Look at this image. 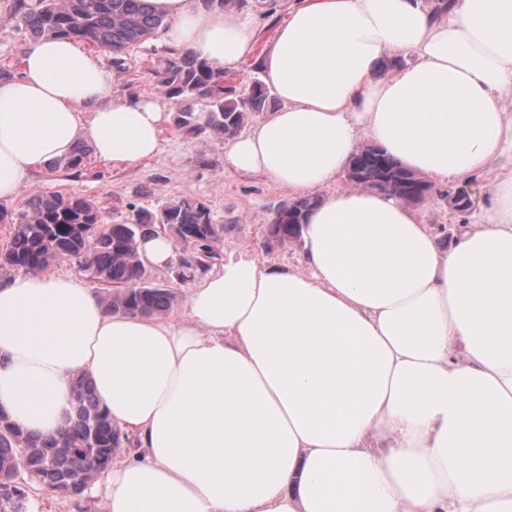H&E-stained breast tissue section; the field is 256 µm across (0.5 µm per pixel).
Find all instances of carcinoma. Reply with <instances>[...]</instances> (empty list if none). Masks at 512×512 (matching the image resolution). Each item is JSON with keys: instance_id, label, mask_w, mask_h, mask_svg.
<instances>
[{"instance_id": "carcinoma-1", "label": "carcinoma", "mask_w": 512, "mask_h": 512, "mask_svg": "<svg viewBox=\"0 0 512 512\" xmlns=\"http://www.w3.org/2000/svg\"><path fill=\"white\" fill-rule=\"evenodd\" d=\"M13 17L33 38H70L104 49L117 68L131 48L169 26L146 0H38L35 5L15 0ZM152 79L158 92L177 107L175 128L191 138L219 140L238 134L251 114L265 111L270 97L259 80L246 97L236 96L224 85V74L188 49L173 50L158 60ZM89 153V145L80 142L50 168L79 171ZM355 163L365 172V184L383 180L387 187L381 192L411 202L415 198L404 188V180L426 179L372 143L353 155L350 164ZM318 201L304 195L282 204L267 232L283 245H301L305 217ZM10 220L12 236L0 251V269L29 273L69 260L80 274L102 286V299L112 313L145 317L166 315L178 293L152 278L139 253L142 238L163 233L183 244L168 270L170 280L186 284L222 261L221 243L232 231V225L215 222L205 202L191 199L166 200L153 210L135 207L129 220L110 224L94 201L52 193L25 199ZM71 400L72 418L50 437L25 432L0 411V512H29L32 483L61 497L82 496L110 468L117 449L130 442L95 401L86 375L73 378Z\"/></svg>"}]
</instances>
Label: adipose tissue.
<instances>
[{"label": "adipose tissue", "instance_id": "1", "mask_svg": "<svg viewBox=\"0 0 512 512\" xmlns=\"http://www.w3.org/2000/svg\"><path fill=\"white\" fill-rule=\"evenodd\" d=\"M221 71L248 18L148 0ZM403 63L379 76L387 54ZM282 106L224 141V165L297 193L327 188L298 264L229 253L170 321L112 313L74 276L0 283V410L52 436L86 375L139 453L105 512H512V172L452 245L400 199L334 183L362 142L436 185L512 155V0H302L262 61ZM99 55L32 40L0 82V199L88 141L156 154L160 106L113 99Z\"/></svg>", "mask_w": 512, "mask_h": 512}]
</instances>
